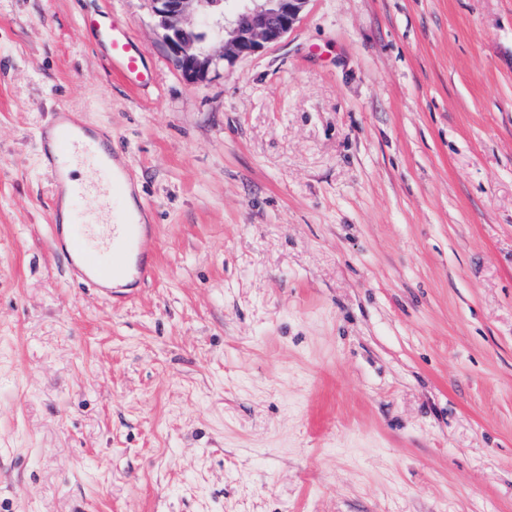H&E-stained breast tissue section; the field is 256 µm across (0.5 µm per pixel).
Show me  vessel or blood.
<instances>
[{
    "label": "vessel or blood",
    "mask_w": 512,
    "mask_h": 512,
    "mask_svg": "<svg viewBox=\"0 0 512 512\" xmlns=\"http://www.w3.org/2000/svg\"><path fill=\"white\" fill-rule=\"evenodd\" d=\"M85 24L106 45L130 87L141 91L154 86L145 52L127 28L93 18ZM43 141L48 145L44 159L54 173L50 248L66 259L72 280L111 297L117 289L144 284L155 270L148 249L152 231L145 206L127 200L131 176L120 152L88 135L63 110ZM75 163L91 170L89 180H77L71 170Z\"/></svg>",
    "instance_id": "obj_1"
}]
</instances>
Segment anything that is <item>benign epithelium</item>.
I'll return each mask as SVG.
<instances>
[{
	"label": "benign epithelium",
	"instance_id": "7a95c632",
	"mask_svg": "<svg viewBox=\"0 0 512 512\" xmlns=\"http://www.w3.org/2000/svg\"><path fill=\"white\" fill-rule=\"evenodd\" d=\"M163 31L168 57L185 80H205L221 62L252 56L279 43L300 21L309 0H234L227 20L224 0H148ZM207 33L221 45L215 55L200 47Z\"/></svg>",
	"mask_w": 512,
	"mask_h": 512
}]
</instances>
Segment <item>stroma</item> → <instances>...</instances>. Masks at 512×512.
I'll return each mask as SVG.
<instances>
[{
	"label": "stroma",
	"mask_w": 512,
	"mask_h": 512,
	"mask_svg": "<svg viewBox=\"0 0 512 512\" xmlns=\"http://www.w3.org/2000/svg\"><path fill=\"white\" fill-rule=\"evenodd\" d=\"M62 108L156 227L119 302L48 247ZM0 512H512V0H310L199 84L148 0H0ZM84 23L94 29L98 39L106 45L112 65L121 71L130 87L141 91L155 85L154 72L146 61L145 52L127 28L93 18H85Z\"/></svg>",
	"instance_id": "stroma-1"
}]
</instances>
